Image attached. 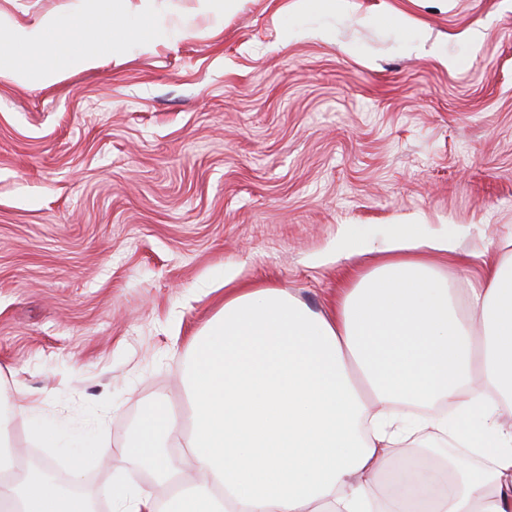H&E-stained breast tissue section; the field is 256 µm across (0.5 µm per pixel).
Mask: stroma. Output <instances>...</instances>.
Wrapping results in <instances>:
<instances>
[{
  "mask_svg": "<svg viewBox=\"0 0 512 512\" xmlns=\"http://www.w3.org/2000/svg\"><path fill=\"white\" fill-rule=\"evenodd\" d=\"M90 0H0L27 24ZM241 0L221 24L158 0L195 37L106 58L50 87L0 81V413L28 464L116 512L166 484L125 457L140 413L188 414L187 343L224 302V272L329 308L344 235L454 238L436 262L458 299L512 239V0ZM401 15L404 26L390 22ZM297 32L282 41L280 29ZM34 400L101 444L74 473L42 448Z\"/></svg>",
  "mask_w": 512,
  "mask_h": 512,
  "instance_id": "1",
  "label": "stroma"
}]
</instances>
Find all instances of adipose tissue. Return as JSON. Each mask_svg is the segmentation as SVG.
I'll list each match as a JSON object with an SVG mask.
<instances>
[{"instance_id": "ef3b65f1", "label": "adipose tissue", "mask_w": 512, "mask_h": 512, "mask_svg": "<svg viewBox=\"0 0 512 512\" xmlns=\"http://www.w3.org/2000/svg\"><path fill=\"white\" fill-rule=\"evenodd\" d=\"M155 2L95 0L76 31L0 10V80L46 87L99 68L106 26L112 54L151 51L167 34ZM455 251L444 234L396 232L328 312L227 270L224 303L190 345L189 423L157 401L122 449L178 484L160 505L122 496L121 512H406L434 485L430 512H512V249L486 265L465 312L427 260ZM404 405L428 414L408 419ZM429 428L471 463L401 466L398 447ZM182 447L194 474L180 478L169 451ZM52 468L19 466L0 422V512H91L55 487Z\"/></svg>"}]
</instances>
